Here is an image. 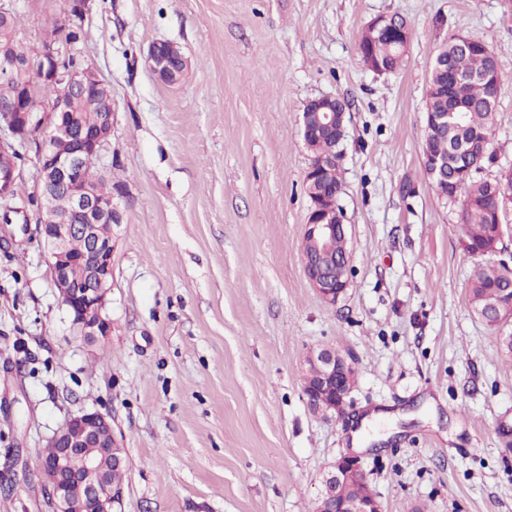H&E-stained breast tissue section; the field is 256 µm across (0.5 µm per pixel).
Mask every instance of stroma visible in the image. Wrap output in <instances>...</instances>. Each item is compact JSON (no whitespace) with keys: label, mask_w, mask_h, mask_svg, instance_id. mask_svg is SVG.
<instances>
[{"label":"stroma","mask_w":512,"mask_h":512,"mask_svg":"<svg viewBox=\"0 0 512 512\" xmlns=\"http://www.w3.org/2000/svg\"><path fill=\"white\" fill-rule=\"evenodd\" d=\"M68 0H17L36 43ZM399 16L402 67L360 59L362 31ZM494 50L502 79L481 179L512 166V0H93L77 53L117 106L105 159L122 188L112 227V334L86 345L36 222V145L0 221V512H44L36 474L68 414L110 413L125 448L124 512H312L325 466L357 456L383 512H512V361L470 310L483 258L461 205L423 167L439 46ZM181 47L162 82L146 56ZM344 99L339 199L350 285L325 304L302 267L310 153L300 116ZM354 357L352 423L312 413V349ZM171 54H177L181 61V69L176 71L168 65V58ZM147 61L152 71L167 83H174L178 80L177 74L184 72L188 65L187 59L181 53L180 48L170 41L154 42L149 47Z\"/></svg>","instance_id":"stroma-1"}]
</instances>
